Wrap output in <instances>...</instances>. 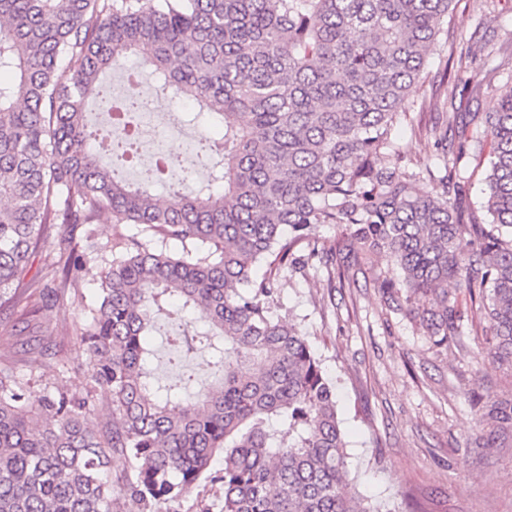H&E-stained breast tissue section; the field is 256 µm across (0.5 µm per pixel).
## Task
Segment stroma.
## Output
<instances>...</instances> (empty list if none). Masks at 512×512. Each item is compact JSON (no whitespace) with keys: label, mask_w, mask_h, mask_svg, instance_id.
<instances>
[{"label":"stroma","mask_w":512,"mask_h":512,"mask_svg":"<svg viewBox=\"0 0 512 512\" xmlns=\"http://www.w3.org/2000/svg\"><path fill=\"white\" fill-rule=\"evenodd\" d=\"M485 45L473 66L477 96H455L461 111H495L512 90V0H462L448 25V40L430 57L417 96L427 107L440 94L438 71L462 37ZM433 113L397 123L406 167L435 164L428 129ZM385 259L353 266L350 283L328 288L325 271L287 274L279 284L278 315L298 326L337 393L347 442L349 490L365 506L396 512L403 497L425 512H512V443L487 448L475 440L489 406L512 399V371L483 359L481 325L472 335L437 346L417 323L389 309L377 286ZM99 284L80 280L63 308L40 314L55 354L23 358L20 369L34 389L64 383L63 365L84 363L73 327L82 296Z\"/></svg>","instance_id":"1"}]
</instances>
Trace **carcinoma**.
Wrapping results in <instances>:
<instances>
[{"mask_svg":"<svg viewBox=\"0 0 512 512\" xmlns=\"http://www.w3.org/2000/svg\"><path fill=\"white\" fill-rule=\"evenodd\" d=\"M458 2L0 0V322L23 332L79 280L101 285L79 328L87 370H62L72 386L34 392L0 357V512H181L203 481L220 484L222 512H375L348 493L321 360L273 314L281 275L313 259L331 282L350 253L384 257L398 270L378 282L388 307L436 344L463 335L450 297L464 292L490 329L483 356L512 369V91L483 117L454 113L457 146L440 132L434 167L401 169L394 135ZM476 52L449 53L439 87L476 82L459 84ZM130 55L161 95L224 126L196 141L206 183L184 171L165 204L150 189L179 159L165 156L138 185L118 173L137 157L124 125L139 100L113 102L102 78ZM467 155L486 162L488 221L469 201ZM103 213L114 224L105 268ZM317 224L346 238L321 245ZM51 233L40 304L22 306L12 286ZM173 298L208 332L169 336L170 351L198 342L223 371L186 405L192 375L161 386L147 368L154 317ZM487 417L493 448L512 428V400Z\"/></svg>","mask_w":512,"mask_h":512,"instance_id":"cac0c4a2","label":"carcinoma"}]
</instances>
